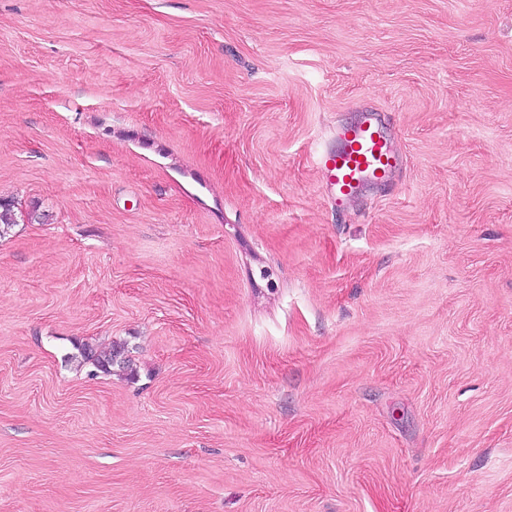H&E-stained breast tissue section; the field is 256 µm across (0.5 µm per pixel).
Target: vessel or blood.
Masks as SVG:
<instances>
[{"label":"vessel or blood","instance_id":"vessel-or-blood-1","mask_svg":"<svg viewBox=\"0 0 512 512\" xmlns=\"http://www.w3.org/2000/svg\"><path fill=\"white\" fill-rule=\"evenodd\" d=\"M401 163V157L371 117L337 125L316 156L323 191L336 203L365 184L386 182Z\"/></svg>","mask_w":512,"mask_h":512}]
</instances>
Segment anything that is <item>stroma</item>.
<instances>
[{"instance_id": "stroma-1", "label": "stroma", "mask_w": 512, "mask_h": 512, "mask_svg": "<svg viewBox=\"0 0 512 512\" xmlns=\"http://www.w3.org/2000/svg\"><path fill=\"white\" fill-rule=\"evenodd\" d=\"M0 198V512H512V0H0ZM402 162L372 117L337 125L316 156L323 191L336 203L366 183L386 182ZM125 346L123 344H113L111 349L107 351H96L95 349L86 346L81 350V358L85 363H91L94 367L104 373H110L112 367L117 364L119 367L128 370L130 375H133V368L130 367V360L124 356ZM112 354L117 355L116 361L112 362Z\"/></svg>"}]
</instances>
